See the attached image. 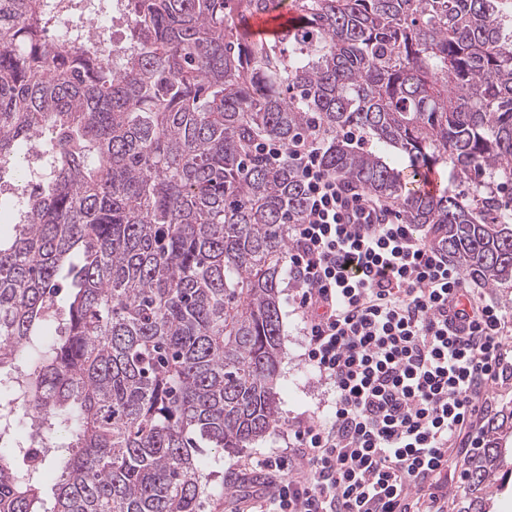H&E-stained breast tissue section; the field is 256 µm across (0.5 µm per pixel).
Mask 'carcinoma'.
<instances>
[{
  "instance_id": "obj_1",
  "label": "carcinoma",
  "mask_w": 512,
  "mask_h": 512,
  "mask_svg": "<svg viewBox=\"0 0 512 512\" xmlns=\"http://www.w3.org/2000/svg\"><path fill=\"white\" fill-rule=\"evenodd\" d=\"M282 2L126 0L115 64L50 42L43 0H0V170L31 185L0 236V433L30 429L0 445V512H205L203 449L273 427L304 196L261 142L319 137L469 278L512 280V0H291L293 25L254 36ZM498 430L465 512L506 462Z\"/></svg>"
}]
</instances>
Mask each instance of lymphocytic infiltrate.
<instances>
[{"label":"lymphocytic infiltrate","instance_id":"1","mask_svg":"<svg viewBox=\"0 0 512 512\" xmlns=\"http://www.w3.org/2000/svg\"><path fill=\"white\" fill-rule=\"evenodd\" d=\"M268 154L289 157L304 187L288 285L304 359L333 401L327 418L298 419L287 447L255 461L265 478L246 512H444L451 449L485 447L476 421L512 380L511 319L422 226L329 173L319 140Z\"/></svg>","mask_w":512,"mask_h":512}]
</instances>
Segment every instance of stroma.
Returning a JSON list of instances; mask_svg holds the SVG:
<instances>
[{"mask_svg":"<svg viewBox=\"0 0 512 512\" xmlns=\"http://www.w3.org/2000/svg\"><path fill=\"white\" fill-rule=\"evenodd\" d=\"M280 300L283 336L277 379L279 419L263 438L249 447L233 453L219 449L205 451L204 457L208 462L206 496L210 512H234L238 497L235 490L238 468L244 461L270 455L275 449L284 447L282 432L295 417L313 412L321 417L326 414L322 403L328 400L329 389L302 359L304 338L299 331L300 318L294 312L288 288H281Z\"/></svg>","mask_w":512,"mask_h":512,"instance_id":"35a3bbf8","label":"stroma"}]
</instances>
